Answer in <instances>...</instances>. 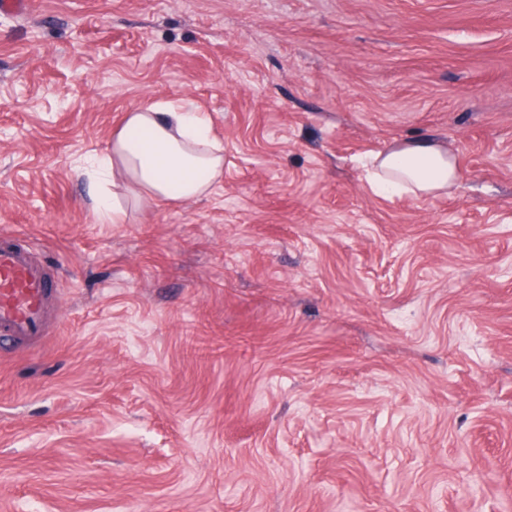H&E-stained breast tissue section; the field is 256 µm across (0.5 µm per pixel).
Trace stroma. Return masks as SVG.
Segmentation results:
<instances>
[{
	"label": "stroma",
	"mask_w": 512,
	"mask_h": 512,
	"mask_svg": "<svg viewBox=\"0 0 512 512\" xmlns=\"http://www.w3.org/2000/svg\"><path fill=\"white\" fill-rule=\"evenodd\" d=\"M0 11V234L60 291L0 343V512H499L512 485V0H28ZM145 98L207 196L95 221ZM429 138L449 195H381ZM373 164V187L377 191L425 197L457 186L453 153L431 139L405 140L376 154Z\"/></svg>",
	"instance_id": "obj_1"
}]
</instances>
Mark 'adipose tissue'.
<instances>
[{"label": "adipose tissue", "instance_id": "obj_1", "mask_svg": "<svg viewBox=\"0 0 512 512\" xmlns=\"http://www.w3.org/2000/svg\"><path fill=\"white\" fill-rule=\"evenodd\" d=\"M134 129L148 132L136 146L129 141ZM373 164V187L381 192L425 197L452 190L458 181L453 153L430 139L403 141L376 154ZM205 172L220 178L224 155L203 113L178 98L142 100L125 113L90 175L96 219L118 224L130 206L201 198L208 192Z\"/></svg>", "mask_w": 512, "mask_h": 512}]
</instances>
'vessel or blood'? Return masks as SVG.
Returning <instances> with one entry per match:
<instances>
[{"label":"vessel or blood","mask_w":512,"mask_h":512,"mask_svg":"<svg viewBox=\"0 0 512 512\" xmlns=\"http://www.w3.org/2000/svg\"><path fill=\"white\" fill-rule=\"evenodd\" d=\"M57 291L30 245L0 238V338L16 343L47 333Z\"/></svg>","instance_id":"obj_1"}]
</instances>
